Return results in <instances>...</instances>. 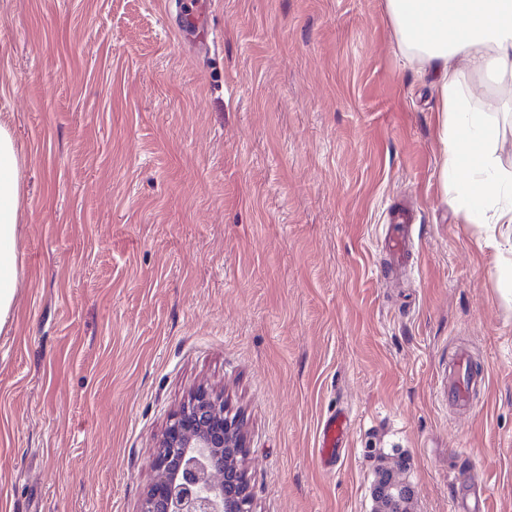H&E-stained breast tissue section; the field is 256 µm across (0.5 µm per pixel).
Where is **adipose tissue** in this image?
<instances>
[{"instance_id": "obj_1", "label": "adipose tissue", "mask_w": 512, "mask_h": 512, "mask_svg": "<svg viewBox=\"0 0 512 512\" xmlns=\"http://www.w3.org/2000/svg\"><path fill=\"white\" fill-rule=\"evenodd\" d=\"M399 45L420 57L441 103V178L452 183L451 203L471 224H512V175L495 152V129L471 110L460 90L455 58L481 79L512 77V0H386ZM20 157L11 130L0 125V327L12 317L19 283L16 240L23 200Z\"/></svg>"}]
</instances>
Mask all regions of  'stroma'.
<instances>
[{"mask_svg":"<svg viewBox=\"0 0 512 512\" xmlns=\"http://www.w3.org/2000/svg\"><path fill=\"white\" fill-rule=\"evenodd\" d=\"M0 0V123L26 159L0 329V512H140L197 385L243 415L253 512H512V305L499 247L446 195L437 97L386 0ZM460 68L512 171V81ZM413 246L381 271L387 214ZM467 349L486 384L441 391ZM350 417L336 469L319 427ZM380 489L384 490L386 497L380 494L376 482L372 490L376 512H409V500L403 497L400 486L395 483L394 477L391 474L380 477Z\"/></svg>","mask_w":512,"mask_h":512,"instance_id":"1","label":"stroma"}]
</instances>
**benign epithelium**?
Segmentation results:
<instances>
[{"label": "benign epithelium", "mask_w": 512, "mask_h": 512, "mask_svg": "<svg viewBox=\"0 0 512 512\" xmlns=\"http://www.w3.org/2000/svg\"><path fill=\"white\" fill-rule=\"evenodd\" d=\"M248 447L224 393L194 390L157 439L154 477L140 512H252L244 461ZM375 512H409L391 475L373 488Z\"/></svg>", "instance_id": "7a95c632"}]
</instances>
